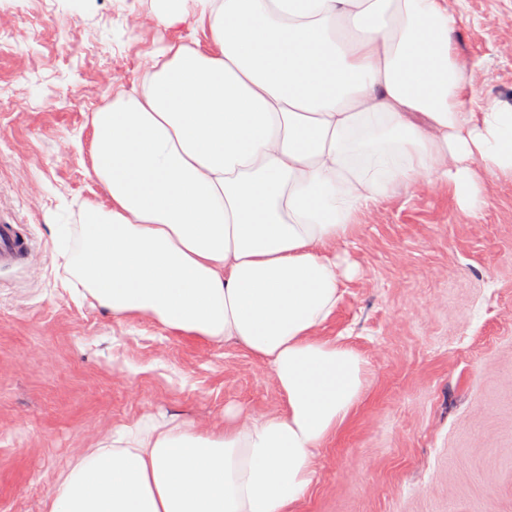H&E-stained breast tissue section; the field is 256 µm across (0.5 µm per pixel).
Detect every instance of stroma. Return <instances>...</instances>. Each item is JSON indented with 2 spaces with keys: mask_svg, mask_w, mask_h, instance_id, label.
Here are the masks:
<instances>
[{
  "mask_svg": "<svg viewBox=\"0 0 512 512\" xmlns=\"http://www.w3.org/2000/svg\"><path fill=\"white\" fill-rule=\"evenodd\" d=\"M159 0H0V221L34 242L0 268V512H46L58 477L113 427L150 414L202 430L281 396L233 344L112 317L61 285L90 175L92 112L143 56L188 40ZM475 100L512 105V0H452ZM478 218L420 182L363 216L327 334L348 330L369 386L315 459L301 512H512V184Z\"/></svg>",
  "mask_w": 512,
  "mask_h": 512,
  "instance_id": "stroma-1",
  "label": "stroma"
}]
</instances>
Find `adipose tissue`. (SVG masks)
<instances>
[{
    "label": "adipose tissue",
    "mask_w": 512,
    "mask_h": 512,
    "mask_svg": "<svg viewBox=\"0 0 512 512\" xmlns=\"http://www.w3.org/2000/svg\"><path fill=\"white\" fill-rule=\"evenodd\" d=\"M197 40L147 53L94 112L91 177L64 287L127 321L235 343L273 411L219 430L141 418L57 481L48 512H298L367 362L324 329L372 204L423 180L469 218L512 182V105L467 104L448 0H164Z\"/></svg>",
    "instance_id": "obj_1"
}]
</instances>
